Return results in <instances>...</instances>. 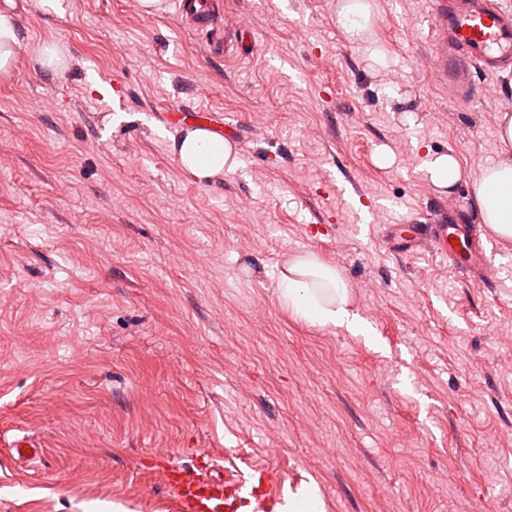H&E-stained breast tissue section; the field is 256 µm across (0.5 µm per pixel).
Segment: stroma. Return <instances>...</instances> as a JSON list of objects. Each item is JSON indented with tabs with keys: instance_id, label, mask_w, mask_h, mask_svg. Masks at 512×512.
<instances>
[{
	"instance_id": "obj_1",
	"label": "stroma",
	"mask_w": 512,
	"mask_h": 512,
	"mask_svg": "<svg viewBox=\"0 0 512 512\" xmlns=\"http://www.w3.org/2000/svg\"><path fill=\"white\" fill-rule=\"evenodd\" d=\"M17 0L23 44L68 50L64 77L20 58L0 78V512H170L155 456L279 469L324 512H512V241L459 277L397 225L471 208L501 153L496 97L462 103L421 65L429 0H221L243 54L211 58L174 7ZM238 126L235 170L197 182L166 112ZM465 177L432 183L431 156ZM316 254L370 329L279 299ZM368 6L359 2H347L342 5L338 15V22L346 29L348 33L361 30V23L357 18L365 20L368 15Z\"/></svg>"
}]
</instances>
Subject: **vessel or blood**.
<instances>
[{"instance_id": "1", "label": "vessel or blood", "mask_w": 512, "mask_h": 512, "mask_svg": "<svg viewBox=\"0 0 512 512\" xmlns=\"http://www.w3.org/2000/svg\"><path fill=\"white\" fill-rule=\"evenodd\" d=\"M430 2L433 48L428 70L452 97L467 101L477 91L474 74L499 75L512 61V12L487 0ZM175 9L192 27L213 29L211 55L230 54V42L218 28L217 0H175ZM181 123L204 127L220 140L239 136L233 125L208 117H185ZM400 241L413 249L429 247L463 274L481 267L486 259V249L474 238L470 225L449 223L444 207L432 223L408 225ZM215 468L214 459L204 453L188 465L164 463L167 493L178 512H281L283 477L275 468L250 465L221 476L215 475Z\"/></svg>"}]
</instances>
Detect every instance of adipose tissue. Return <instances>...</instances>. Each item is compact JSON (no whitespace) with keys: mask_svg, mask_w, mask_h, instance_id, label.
Here are the masks:
<instances>
[{"mask_svg":"<svg viewBox=\"0 0 512 512\" xmlns=\"http://www.w3.org/2000/svg\"><path fill=\"white\" fill-rule=\"evenodd\" d=\"M20 38L17 7L5 0L0 7V77L8 76L17 60ZM497 137L502 156L481 169L471 183V197L479 221L496 237L512 240V114L500 113ZM181 165L198 181L211 180L236 168L233 148L202 129L186 131L179 148ZM280 298L297 316L322 326L344 329L352 335L366 328L348 305V284L335 267L311 253L294 257L280 274Z\"/></svg>","mask_w":512,"mask_h":512,"instance_id":"adipose-tissue-1","label":"adipose tissue"}]
</instances>
